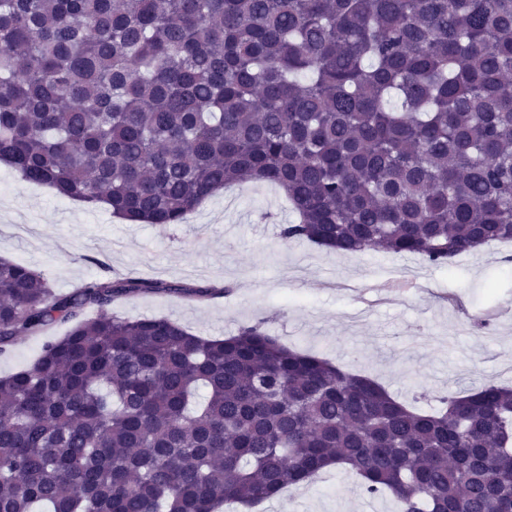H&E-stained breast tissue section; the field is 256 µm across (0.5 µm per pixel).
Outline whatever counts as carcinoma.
I'll return each instance as SVG.
<instances>
[{
  "mask_svg": "<svg viewBox=\"0 0 512 512\" xmlns=\"http://www.w3.org/2000/svg\"><path fill=\"white\" fill-rule=\"evenodd\" d=\"M509 76L512 0H0V163L128 224L272 183L284 240L446 266L512 242ZM228 292L0 258V354L46 337L0 378V512L252 508L328 467L397 512H512L511 387L419 412L259 324L86 317Z\"/></svg>",
  "mask_w": 512,
  "mask_h": 512,
  "instance_id": "carcinoma-1",
  "label": "carcinoma"
}]
</instances>
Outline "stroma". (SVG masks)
I'll list each match as a JSON object with an SVG mask.
<instances>
[{"label": "stroma", "mask_w": 512, "mask_h": 512, "mask_svg": "<svg viewBox=\"0 0 512 512\" xmlns=\"http://www.w3.org/2000/svg\"><path fill=\"white\" fill-rule=\"evenodd\" d=\"M0 192V256L40 272L55 292L131 274L229 286L204 302L165 294L106 307L126 318L167 317L201 336L262 324L288 347L368 376L423 410L448 389L512 386V244L493 242L439 267L382 251L346 255L286 241L296 215L284 193L246 183L205 200L182 224H128L101 207L11 176ZM393 512L339 469L292 485L258 512Z\"/></svg>", "instance_id": "obj_1"}]
</instances>
